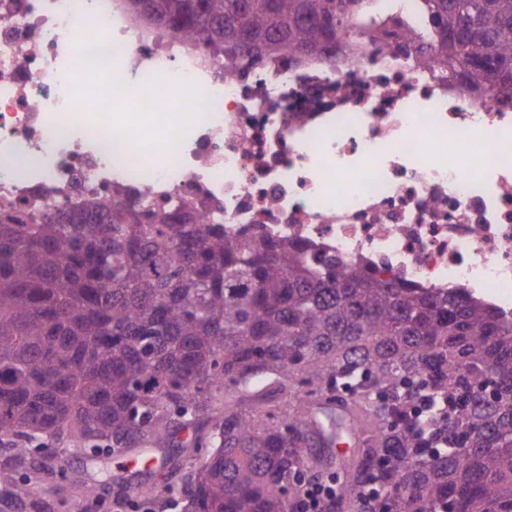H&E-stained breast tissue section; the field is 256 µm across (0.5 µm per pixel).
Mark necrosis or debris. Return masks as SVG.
Returning a JSON list of instances; mask_svg holds the SVG:
<instances>
[{
  "instance_id": "4bbe7bcc",
  "label": "necrosis or debris",
  "mask_w": 512,
  "mask_h": 512,
  "mask_svg": "<svg viewBox=\"0 0 512 512\" xmlns=\"http://www.w3.org/2000/svg\"><path fill=\"white\" fill-rule=\"evenodd\" d=\"M411 27L416 0H374L331 56L231 72L130 0H0V204L188 207L511 322L512 108L419 66Z\"/></svg>"
}]
</instances>
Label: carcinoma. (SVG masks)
<instances>
[{"label": "carcinoma", "instance_id": "1", "mask_svg": "<svg viewBox=\"0 0 512 512\" xmlns=\"http://www.w3.org/2000/svg\"><path fill=\"white\" fill-rule=\"evenodd\" d=\"M368 0H132L215 53L318 52ZM435 53L512 104V0H422ZM461 34L450 40L440 23ZM304 245L234 237L120 194L81 221L0 216V512H52L118 449L206 455L141 512H298L310 435L357 448L320 512H512V326L459 292L336 274ZM493 386L495 396L483 393ZM68 440V448H49Z\"/></svg>", "mask_w": 512, "mask_h": 512}]
</instances>
